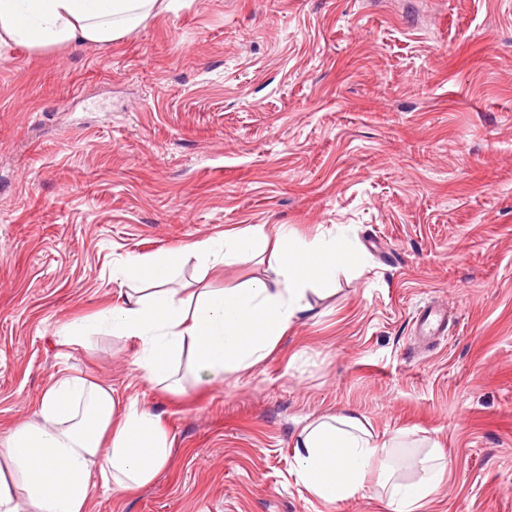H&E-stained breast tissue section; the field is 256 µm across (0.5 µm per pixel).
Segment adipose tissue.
<instances>
[{
  "label": "adipose tissue",
  "instance_id": "adipose-tissue-1",
  "mask_svg": "<svg viewBox=\"0 0 512 512\" xmlns=\"http://www.w3.org/2000/svg\"><path fill=\"white\" fill-rule=\"evenodd\" d=\"M177 0H0V46L32 52L58 45L106 47ZM207 264H243L267 256L269 272L230 289L187 294L173 287L184 255ZM355 254L342 233L309 243L287 226L229 230L123 265L122 305L94 332L137 344L141 380L174 389L180 366L211 380L264 360L308 308V296L336 290V267ZM392 439L375 435L347 410L308 423L296 444L297 476L313 497L336 502L361 491L367 477L388 512H418L446 480L444 457L427 453L401 468ZM172 448L160 415L111 386L63 375L42 392L33 418L0 439V512H89V490L127 495L166 469Z\"/></svg>",
  "mask_w": 512,
  "mask_h": 512
}]
</instances>
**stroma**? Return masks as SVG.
<instances>
[{
    "instance_id": "stroma-1",
    "label": "stroma",
    "mask_w": 512,
    "mask_h": 512,
    "mask_svg": "<svg viewBox=\"0 0 512 512\" xmlns=\"http://www.w3.org/2000/svg\"><path fill=\"white\" fill-rule=\"evenodd\" d=\"M344 227L356 262L266 359L180 393L143 384L133 340L68 342L120 304L112 272L256 227ZM265 264L175 284L232 288ZM448 309L444 336L413 331ZM160 414L165 472L91 512H387L296 476L312 419L438 443L419 512H512V0H180L107 47L0 48V435L54 376ZM448 316L439 309L425 306L415 315L414 333L422 339H433L445 332Z\"/></svg>"
}]
</instances>
